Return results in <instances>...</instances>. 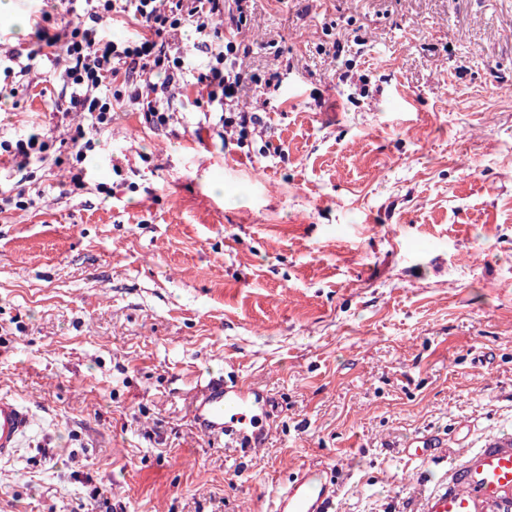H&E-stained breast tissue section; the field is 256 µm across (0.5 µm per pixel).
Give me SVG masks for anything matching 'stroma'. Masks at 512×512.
Here are the masks:
<instances>
[{
	"label": "stroma",
	"mask_w": 512,
	"mask_h": 512,
	"mask_svg": "<svg viewBox=\"0 0 512 512\" xmlns=\"http://www.w3.org/2000/svg\"><path fill=\"white\" fill-rule=\"evenodd\" d=\"M13 3L6 49L84 8ZM244 30L263 133L221 139L188 83L150 126L127 85L82 187L59 147L0 163L42 193L0 212V395L36 418L0 512H267L302 464L336 512H420V471L512 437V0H252ZM66 105L54 57L0 70V140L68 134ZM228 374L267 398L260 447L193 422ZM439 437L433 434H421L413 437L405 448L407 456L413 459L425 460L432 454V448H438Z\"/></svg>",
	"instance_id": "stroma-1"
}]
</instances>
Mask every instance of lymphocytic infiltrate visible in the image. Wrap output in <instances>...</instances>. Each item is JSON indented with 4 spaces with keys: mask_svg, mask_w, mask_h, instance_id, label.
I'll return each mask as SVG.
<instances>
[{
    "mask_svg": "<svg viewBox=\"0 0 512 512\" xmlns=\"http://www.w3.org/2000/svg\"><path fill=\"white\" fill-rule=\"evenodd\" d=\"M83 17L65 23L60 33L46 38L44 46L56 53L64 87L70 88L69 111L80 113L88 127H77L63 139L74 171L80 170L95 148L87 130L99 131L112 123V87L140 74L143 84L130 99L146 123L168 126L173 119L163 97L168 94L182 57L172 55V40L185 27L203 38L208 53L195 80L208 103L224 107L220 117L225 132L247 135L263 129L258 113L239 106L238 94L248 79L240 60L248 57L249 43L241 35L249 0H84ZM133 17L140 30L135 37H114V16Z\"/></svg>",
    "mask_w": 512,
    "mask_h": 512,
    "instance_id": "obj_1",
    "label": "lymphocytic infiltrate"
}]
</instances>
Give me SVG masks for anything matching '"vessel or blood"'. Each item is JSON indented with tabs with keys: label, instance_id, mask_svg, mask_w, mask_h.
I'll use <instances>...</instances> for the list:
<instances>
[{
	"label": "vessel or blood",
	"instance_id": "vessel-or-blood-1",
	"mask_svg": "<svg viewBox=\"0 0 512 512\" xmlns=\"http://www.w3.org/2000/svg\"><path fill=\"white\" fill-rule=\"evenodd\" d=\"M266 412L265 395L237 380H208L191 398L198 430L232 446L255 447ZM34 424L30 408L0 396V461L16 456ZM439 444L438 436L421 434L410 440L406 454L425 460ZM269 512H336V482L322 468L297 467L273 493ZM422 512H512V437L474 449L451 466L447 478L425 495Z\"/></svg>",
	"mask_w": 512,
	"mask_h": 512
}]
</instances>
